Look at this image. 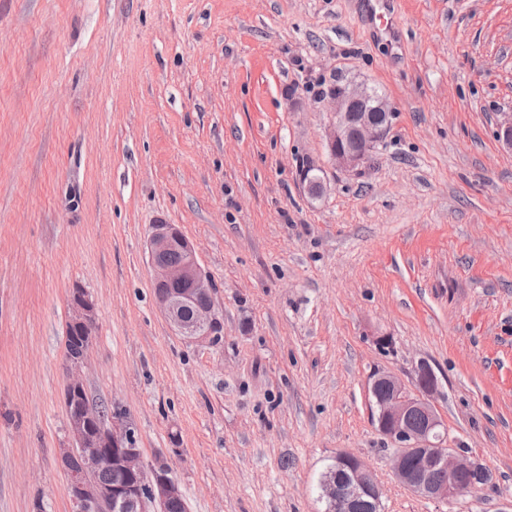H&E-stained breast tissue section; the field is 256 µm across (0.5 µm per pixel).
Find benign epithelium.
<instances>
[{
	"label": "benign epithelium",
	"instance_id": "1",
	"mask_svg": "<svg viewBox=\"0 0 512 512\" xmlns=\"http://www.w3.org/2000/svg\"><path fill=\"white\" fill-rule=\"evenodd\" d=\"M322 101L332 106L327 133L332 161L345 172H362L388 133L390 113L385 99L373 96L365 83L347 82ZM357 104L365 108L357 112ZM147 248L156 303L170 325L187 339L219 342L223 321L213 282L199 265L190 242L172 224H153ZM171 249L182 253L177 264L164 260ZM70 305L68 327L82 336H94L93 301L76 290ZM192 306V318H184L182 309ZM88 361L87 354L66 359L64 406L69 445L60 449L59 457L68 477L73 512H163L167 503L184 498L171 476L172 467L161 459L147 465L130 427L118 420L109 426L102 423L97 407L87 397L82 377ZM437 388L435 372L422 361L415 368L413 386L391 372L378 370L370 376L368 391L374 423L393 446L391 463L396 479L418 496L450 504L472 493L478 476L486 483L489 476L478 459L450 446L447 425L433 402ZM75 457L85 462V468L72 467ZM103 462L112 466L120 482L98 483L85 476V471ZM436 470L447 472L448 477L432 479ZM319 491L325 512H358L363 503L380 512V486L368 467L353 455L336 454L320 475Z\"/></svg>",
	"mask_w": 512,
	"mask_h": 512
}]
</instances>
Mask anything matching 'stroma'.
Segmentation results:
<instances>
[{"mask_svg":"<svg viewBox=\"0 0 512 512\" xmlns=\"http://www.w3.org/2000/svg\"><path fill=\"white\" fill-rule=\"evenodd\" d=\"M399 2L396 49L361 0H0V512L72 510L77 289L87 394L188 512H324L341 452L381 512H512V0ZM350 80L392 112L362 175L331 167L319 96ZM154 224L210 275L219 343L158 309ZM422 360L450 445L493 474L450 504L396 480L372 419L369 376Z\"/></svg>","mask_w":512,"mask_h":512,"instance_id":"obj_1","label":"stroma"}]
</instances>
